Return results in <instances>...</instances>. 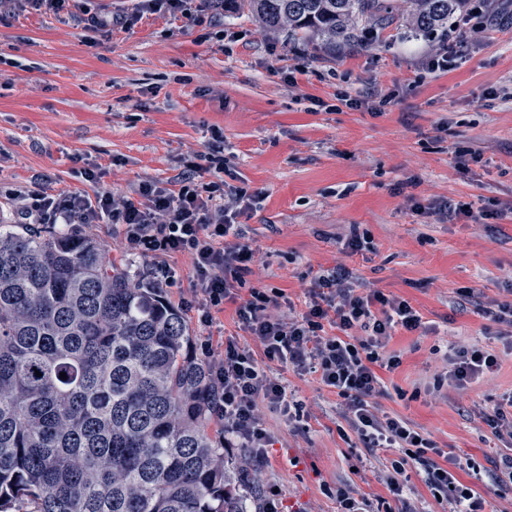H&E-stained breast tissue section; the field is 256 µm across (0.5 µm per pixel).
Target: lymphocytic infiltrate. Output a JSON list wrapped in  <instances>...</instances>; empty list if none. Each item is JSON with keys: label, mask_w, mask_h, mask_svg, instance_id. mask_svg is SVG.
<instances>
[{"label": "lymphocytic infiltrate", "mask_w": 512, "mask_h": 512, "mask_svg": "<svg viewBox=\"0 0 512 512\" xmlns=\"http://www.w3.org/2000/svg\"><path fill=\"white\" fill-rule=\"evenodd\" d=\"M71 0H0V19L16 11L32 9L64 14L77 26L111 33L127 27L125 16L70 9ZM145 9L181 16L193 27L212 25L224 18V0H141ZM245 189L225 195L220 182L197 184L194 173H184L180 187L163 189L143 185L138 199H117L104 194L88 198L73 193H51L41 180L17 191L13 202L25 224H116L128 252L155 258L186 253L192 256L196 280L191 290L202 323H210L213 311L233 299L235 287L246 284L255 259L254 250L241 243L236 222L250 205ZM306 310L283 315L278 296L253 288L238 309L246 342L230 336L215 343L204 340L201 353L207 364L210 390L218 419L224 423L225 448H247L260 457L271 445V436L257 411L265 400L289 420L299 419L302 405L290 399L279 381L273 380L257 361L251 347L259 345L264 361L292 366L299 373H314L334 391L355 433L372 448H395L386 484L401 505V512H420L407 497L403 476L409 468L422 470L438 502L451 512H485V500L471 487L459 483L447 467L432 458V444L406 422L389 417L376 399L385 392L379 369L394 370L398 356L383 350L393 330L413 332L423 326L422 317L408 301L373 289L362 292L350 280L347 269L318 270L307 290ZM495 355L465 345L446 357V377L465 385L479 374L494 370Z\"/></svg>", "instance_id": "f902f5d3"}]
</instances>
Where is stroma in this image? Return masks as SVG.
<instances>
[{
  "label": "stroma",
  "mask_w": 512,
  "mask_h": 512,
  "mask_svg": "<svg viewBox=\"0 0 512 512\" xmlns=\"http://www.w3.org/2000/svg\"><path fill=\"white\" fill-rule=\"evenodd\" d=\"M102 3L133 15L132 25L106 36L31 10L0 22V221L12 222L9 193L32 177L55 193L133 197L146 183L174 187L220 143L223 173L203 169L196 181L254 193L238 222L256 258L238 300L211 324L185 311L189 354L199 356L202 337L240 336L237 309L250 289L284 294L300 314L313 272L343 265L425 322L393 332L385 352L401 363L380 372L381 409L458 458L456 478L490 512H512V492L494 482L512 440L482 419L512 394V326L480 310L512 302V0H474L469 22L486 20L487 30L436 72L424 65L441 45L436 34L406 29L317 58L237 10L225 12L223 34L207 36L139 11L138 0ZM367 94L370 107L352 106ZM441 200L471 204L474 218L422 214ZM354 229L368 241L356 253L344 246ZM67 230L102 243L132 276L156 280V259L129 254L117 226ZM457 344L494 353L498 369L462 388L443 380ZM266 370L304 406L297 422L259 407L273 444L251 467L277 489V512H337L345 485L374 512H391L381 473L394 449L367 447L316 375L275 362Z\"/></svg>",
  "instance_id": "35a3bbf8"
}]
</instances>
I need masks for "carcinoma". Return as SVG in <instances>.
Segmentation results:
<instances>
[{"mask_svg":"<svg viewBox=\"0 0 512 512\" xmlns=\"http://www.w3.org/2000/svg\"><path fill=\"white\" fill-rule=\"evenodd\" d=\"M423 34L468 0H405ZM318 56L400 26L391 0H224ZM161 289L87 237L0 224V512H261L212 436L209 382ZM67 378H60V373Z\"/></svg>","mask_w":512,"mask_h":512,"instance_id":"1","label":"carcinoma"}]
</instances>
